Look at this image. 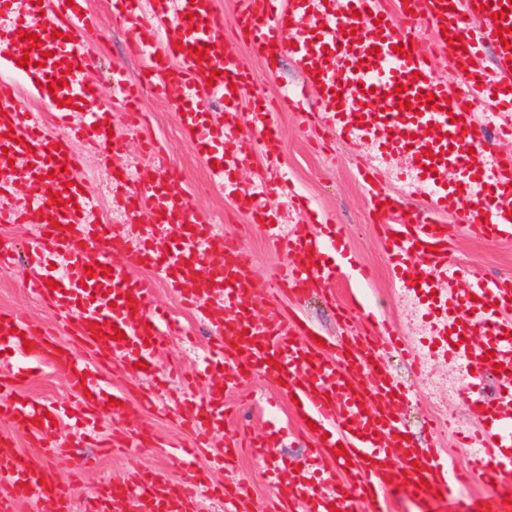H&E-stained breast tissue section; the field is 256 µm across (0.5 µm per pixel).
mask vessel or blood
Masks as SVG:
<instances>
[{
    "instance_id": "1",
    "label": "vessel or blood",
    "mask_w": 512,
    "mask_h": 512,
    "mask_svg": "<svg viewBox=\"0 0 512 512\" xmlns=\"http://www.w3.org/2000/svg\"><path fill=\"white\" fill-rule=\"evenodd\" d=\"M116 21L128 23L147 14L149 21L129 51L143 63L137 78L113 69L112 83L124 111L113 117L91 109L98 86L90 72V39L98 37L96 15L62 5L45 10L38 0H0V53L9 69L38 81V98L50 110L51 123L33 122L18 101L12 81L0 80V194L26 187L23 209L0 211V224H28L23 258L0 242V269L17 273L24 286L53 312L60 328L86 344L93 358L83 361L65 351L56 331L38 326L9 311H0V349L46 364L60 373L71 393L69 407L23 400L21 386L28 369H0V423L23 428L41 458L21 455L11 437L0 435V512H12L19 501L51 502L54 512H72L68 489L60 482L55 462L67 459L68 445L55 435V422L74 416L77 440L97 439L99 422L110 412H133L127 399L111 405L115 393L102 371L113 355L125 368L145 363L170 336L185 330L168 312L151 307L149 286L137 279L139 267L179 290L184 304L210 323L215 333L208 346L210 364H223L224 383L209 384L211 371L200 369L184 385L189 393L177 414L194 430L192 448L178 449L185 465L198 454L211 456L225 469L239 454V437H226L212 449L210 433L223 427L232 413L227 390L245 373L277 382L283 400H296L301 423H314L312 445L300 465L271 464L269 483L289 477L288 492L273 512H388L390 495L398 489L421 496H453L458 484L477 481L489 486L512 478V279L486 278L448 256L451 225L440 215L462 214L465 231L486 241L512 238V155L499 151L512 137V0H237L236 20L253 54L262 60L286 56L302 76L314 99L289 96L290 109L303 119L325 114L333 134L347 142L370 143L380 153L410 155L407 180L422 205L408 210L404 198L384 187L381 168L360 164L371 212L382 232L379 246L393 279L402 291L425 299L439 349L451 360L472 369L473 378L459 388L484 428L463 431L471 450L467 472L450 468L445 454L406 440L400 408L408 392L385 365L394 353L422 371L421 357L405 336L387 330L373 336L351 331V307L340 309L343 331L316 343V331L275 309L258 317L259 295L244 272V256L236 239L214 235L209 221L196 213L175 177H162L156 163L164 147L145 140V154L154 165L123 172L116 188L127 201L128 223L162 225L163 233L148 236L129 248L115 227L94 224L87 216L97 199L85 192L83 158L74 149L83 142L105 161L125 152L126 129L140 115L143 93L169 99L185 134L215 167L214 185L223 187L237 210L261 220L268 239L289 259L277 278L281 292L303 304L309 295L328 292L336 278V261L346 252L345 233L333 225L314 234L303 202L301 219L282 232L276 214L264 200L288 184L280 176L284 155L277 136L279 106L261 100L252 113L263 140L269 177L247 186L233 175L246 157L227 151L228 143H245L236 118L216 121L209 103L237 105L253 77L224 41L218 0H113ZM504 38H497L498 28ZM432 31L462 82L449 94L436 77L433 58L417 45L419 29ZM37 34L39 49L30 65H22L16 43L20 34ZM462 37L461 47L446 37ZM206 50L198 59L197 50ZM494 65H486L487 52ZM70 65L69 84L49 91L48 71L41 54ZM80 121L69 124L72 105ZM484 113V125L474 123ZM456 177L445 182L443 172ZM62 205H55L53 193ZM218 253L222 262H211ZM61 256L64 275L56 277L48 259ZM121 265H114L115 256ZM57 280L56 289L47 280ZM453 294H443L446 285ZM59 328V329H60ZM123 331L120 340L113 330ZM496 374L497 397H486L478 381ZM205 386L196 398L193 388ZM116 398V397H115ZM147 429L97 439L103 453L143 445ZM219 498L224 512H249L244 483L215 485L207 478L173 482L155 471L134 472L101 487L86 512H195L202 498Z\"/></svg>"
}]
</instances>
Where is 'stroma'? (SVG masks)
<instances>
[{
    "mask_svg": "<svg viewBox=\"0 0 512 512\" xmlns=\"http://www.w3.org/2000/svg\"><path fill=\"white\" fill-rule=\"evenodd\" d=\"M219 2L224 15V40L255 78L237 107L239 124L253 142L252 154L236 173L237 181L247 184L260 179L266 170L260 135L255 132L251 121L253 100L273 99L279 90L300 86L301 78L290 60H280L270 71L254 58L238 34L235 0ZM82 4L98 15L103 29L100 39L90 45L96 60L92 77L99 88L98 101L117 114L121 111V101L112 91L110 72L113 67L120 66L131 76H138L139 62L130 55L128 45L138 38L140 27L135 23L115 24L110 0H82ZM142 110L147 122L136 135L128 138V158H140L141 138L152 137L167 145L169 152L165 163L170 174L180 177L184 193L199 213L219 218L216 234L240 239L245 272L258 286L266 303L278 304L322 333H336L339 329L336 312L321 298H312L299 306L276 290L271 275L287 269V257L270 245L263 229L239 212L230 198L225 197L223 190L209 187L208 162L181 130L171 106L148 96L143 100ZM279 141L287 163L288 180L295 193L309 201L317 220L333 219L345 226L346 247L350 256L371 271L370 279L362 282L347 274L337 273L334 282L337 300L343 302L348 296H359L367 311L372 312L371 320L375 324H386L406 331L408 316L405 295L392 281L388 264L377 243L378 227L356 176L359 163L373 159L370 146L332 142L324 149H314L300 126L299 118L286 110L280 115ZM107 170V165L97 156L86 155L82 176L88 190L100 199L98 216L103 224L108 223L114 208L125 203L124 197L114 192L112 186L106 185L103 180L102 175ZM448 252L452 260L467 264L480 274L512 277V241L500 244L483 242L470 238L460 230L449 240ZM138 275L150 283L151 303L165 305L174 319L187 326L189 333L172 337L155 354L154 368L150 372L138 373L113 367L112 385L125 391L135 402L159 390L171 399L181 390V378L170 373V361L179 359L186 371L196 369L210 341V331L203 321L194 319L191 312L182 306L174 288L154 281L149 269H139ZM1 309L28 316L38 325L50 320L48 312L37 298L22 288L19 279L12 273L0 270ZM387 366L391 373L409 382L412 387V401L402 409V418L408 430L420 444L441 449L453 467H465L470 452L458 444L453 431L440 430L433 435L424 431L426 421L437 417L438 405L442 402L447 403L449 414L455 416L460 426L475 427L479 424L478 418L471 413L459 394L449 395L444 390L446 380L459 378L454 362L440 356L432 357L427 372L417 378L412 377L409 367L398 358H389ZM232 396L242 400L243 405L229 421L227 430L249 428L260 434L278 436L280 445L273 451L277 457L293 458L307 448L308 440L299 431L295 408L288 402L277 400L271 379L260 376L247 378L233 391ZM139 427L148 428L152 437L134 454L100 456L89 447L75 449L76 457L94 461L93 468L80 482H70L68 465L58 466L59 478L68 483L74 503H82L84 498L113 478L140 468L157 470L175 482L189 479L192 470L184 467L178 458L168 455L164 449L165 444L180 445L191 438V430L179 420L143 410L126 416L109 414L101 422V430L107 435ZM196 468L208 472L216 483L232 485L241 480L248 481L253 490L254 512H268L272 501L281 493L280 487L265 481L263 462L249 456L241 457L235 469L227 473L211 469L208 459L204 457L199 458ZM484 492V487L477 483L464 486L458 489L454 502L450 503L441 497L422 498L399 491L392 497L391 508L393 512H465L471 497Z\"/></svg>",
    "mask_w": 512,
    "mask_h": 512,
    "instance_id": "obj_1",
    "label": "stroma"
}]
</instances>
